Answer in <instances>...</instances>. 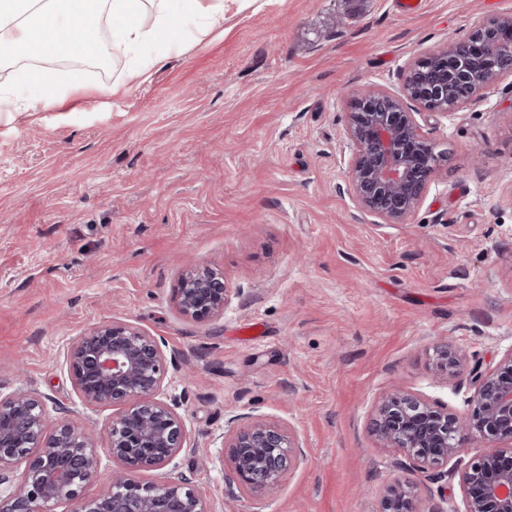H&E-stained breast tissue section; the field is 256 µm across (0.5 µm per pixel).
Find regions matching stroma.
<instances>
[{"mask_svg":"<svg viewBox=\"0 0 512 512\" xmlns=\"http://www.w3.org/2000/svg\"><path fill=\"white\" fill-rule=\"evenodd\" d=\"M512 13V0H227L223 28L191 35L143 84L105 44L96 62L42 59L81 88L0 123V395L46 398L96 424L65 365L70 343L129 322L176 353L159 397L182 417L175 464L213 512H377L393 481L419 512H461L457 482L431 481L379 447L371 420L393 388L466 408L431 370L436 346L493 367L512 348V76L442 117L448 152L402 224L345 191L352 93L397 89L447 35ZM224 273L230 301L197 322L173 302L180 274ZM289 426L304 451L262 498L230 490L229 410Z\"/></svg>","mask_w":512,"mask_h":512,"instance_id":"obj_1","label":"stroma"}]
</instances>
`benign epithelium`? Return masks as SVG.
Wrapping results in <instances>:
<instances>
[{
	"label": "benign epithelium",
	"instance_id": "1",
	"mask_svg": "<svg viewBox=\"0 0 512 512\" xmlns=\"http://www.w3.org/2000/svg\"><path fill=\"white\" fill-rule=\"evenodd\" d=\"M496 22V41H487L481 23L466 38L450 36L409 63L398 90L368 88L351 101L346 189L362 212L402 224L420 208L448 150L425 136L418 117H446L512 76V14ZM175 301L194 321L223 315L229 302L224 274L210 267L185 270ZM170 365L178 366L176 355H166L160 339L132 323L98 324L71 344L66 366L83 403L120 407L103 446L68 419L47 430L45 397L36 390L0 396V512H53L54 505L79 498L104 454L120 468L112 471L108 490L83 501L80 512H212L182 472L172 469L150 485L136 477L144 468L171 465L188 448L182 418L157 399ZM433 369L446 380L468 381L466 411L398 388L379 404L372 434L427 477L458 478L464 512H512V348L488 370L440 345ZM474 440L484 442L480 454L460 469L448 468L462 461ZM222 448L228 481L257 497L272 491L303 456L285 425L258 417L223 440ZM379 512H419L415 484L389 485Z\"/></svg>",
	"mask_w": 512,
	"mask_h": 512
}]
</instances>
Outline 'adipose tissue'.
<instances>
[{"instance_id": "ef3b65f1", "label": "adipose tissue", "mask_w": 512, "mask_h": 512, "mask_svg": "<svg viewBox=\"0 0 512 512\" xmlns=\"http://www.w3.org/2000/svg\"><path fill=\"white\" fill-rule=\"evenodd\" d=\"M108 16L112 42L120 50L139 51L161 44L180 50L187 24L203 33L224 25V0H0V46L15 53L37 48L52 57L75 45L93 17ZM68 86L47 72L0 83V117L13 120L20 110L35 112L63 101Z\"/></svg>"}]
</instances>
